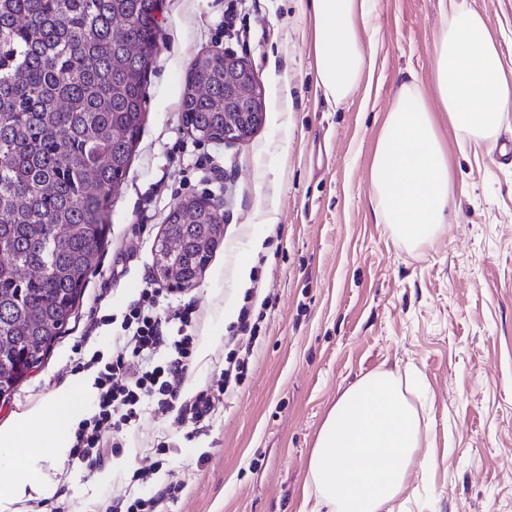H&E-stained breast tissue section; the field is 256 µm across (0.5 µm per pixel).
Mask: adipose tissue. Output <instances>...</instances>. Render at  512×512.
Returning <instances> with one entry per match:
<instances>
[{
    "label": "adipose tissue",
    "instance_id": "1",
    "mask_svg": "<svg viewBox=\"0 0 512 512\" xmlns=\"http://www.w3.org/2000/svg\"><path fill=\"white\" fill-rule=\"evenodd\" d=\"M374 0H312L316 85L342 104L366 83L373 56L362 29ZM512 112V71L485 14L448 0L432 49L430 84L403 82L378 137L370 201L378 223L413 248L431 244L453 216L456 175L441 124L471 142L491 141ZM85 380L0 428V512L43 487L34 460L62 456L82 416ZM412 387L378 371L347 388L330 409L308 459L311 512H384L402 499L414 466L428 463Z\"/></svg>",
    "mask_w": 512,
    "mask_h": 512
}]
</instances>
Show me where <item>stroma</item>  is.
I'll list each match as a JSON object with an SVG mask.
<instances>
[{
	"label": "stroma",
	"instance_id": "obj_1",
	"mask_svg": "<svg viewBox=\"0 0 512 512\" xmlns=\"http://www.w3.org/2000/svg\"><path fill=\"white\" fill-rule=\"evenodd\" d=\"M467 2L486 15L511 71L512 0ZM307 11V0H161L142 130L109 200L101 262L67 332L0 399V426L74 378H95L82 361L111 358L124 312L155 279L154 242L188 197L215 205L224 239L191 287L163 292L200 312L184 390L218 379L241 308L266 299L244 381L200 424L148 417L99 469L67 454L37 459L50 492L12 512H53L62 487L73 512H99L162 442L185 481L168 512H301L323 421L379 370L415 375L426 396L430 462L393 512H512V112L492 142L449 138L455 218L431 246L408 250L375 221L370 164L400 84L430 81L439 0H376L363 33L372 87L341 105L315 85ZM214 48L242 60L263 90L264 121L241 141L201 140L182 123L191 64Z\"/></svg>",
	"mask_w": 512,
	"mask_h": 512
}]
</instances>
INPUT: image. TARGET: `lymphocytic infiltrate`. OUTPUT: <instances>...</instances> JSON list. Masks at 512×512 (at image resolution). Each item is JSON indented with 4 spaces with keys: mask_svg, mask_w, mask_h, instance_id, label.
<instances>
[{
    "mask_svg": "<svg viewBox=\"0 0 512 512\" xmlns=\"http://www.w3.org/2000/svg\"><path fill=\"white\" fill-rule=\"evenodd\" d=\"M198 318L194 304H183L171 312L163 307L158 289L149 285L142 288L123 316L111 360L104 363L94 356L86 363L87 368L97 371L95 408L74 432L72 458L91 468L101 467L109 456L120 452L127 433L147 412L172 413L178 422L198 423L214 413L217 402L233 397L254 354L252 339L259 326L252 321L248 309H241L232 331L249 336V344L242 353L228 354L216 382L188 394L183 390V381L193 365V331ZM157 453L158 460L132 476L133 483L154 485V494L145 498L130 493L113 498L104 512H163L166 504L175 499L182 482H155L170 448L159 445Z\"/></svg>",
    "mask_w": 512,
    "mask_h": 512,
    "instance_id": "obj_1",
    "label": "lymphocytic infiltrate"
}]
</instances>
